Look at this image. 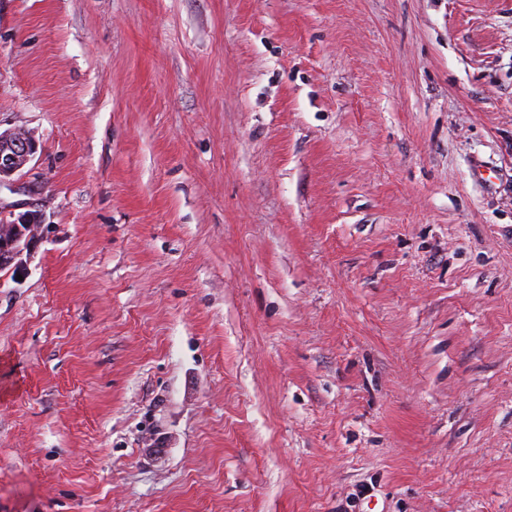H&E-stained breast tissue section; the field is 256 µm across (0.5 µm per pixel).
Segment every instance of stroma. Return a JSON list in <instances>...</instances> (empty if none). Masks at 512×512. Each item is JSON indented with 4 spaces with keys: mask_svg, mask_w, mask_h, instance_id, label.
<instances>
[{
    "mask_svg": "<svg viewBox=\"0 0 512 512\" xmlns=\"http://www.w3.org/2000/svg\"><path fill=\"white\" fill-rule=\"evenodd\" d=\"M7 129L0 512H512V0H0ZM37 152L35 140L24 130L0 132V186L22 173ZM9 224L13 233L6 242L1 243L0 239V267L22 274L26 271L24 255H30L35 244L42 239L45 224L42 214L31 211L21 214L17 222Z\"/></svg>",
    "mask_w": 512,
    "mask_h": 512,
    "instance_id": "1",
    "label": "stroma"
}]
</instances>
